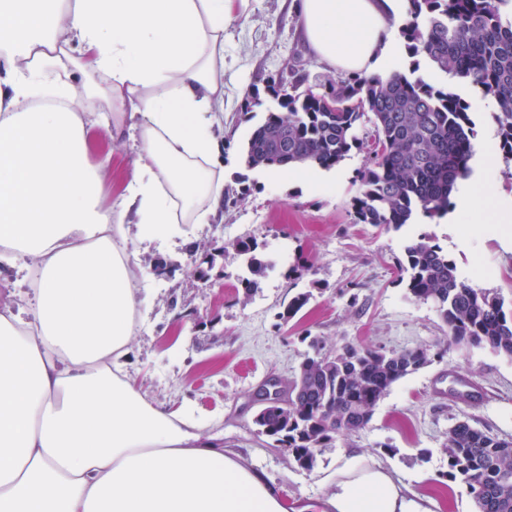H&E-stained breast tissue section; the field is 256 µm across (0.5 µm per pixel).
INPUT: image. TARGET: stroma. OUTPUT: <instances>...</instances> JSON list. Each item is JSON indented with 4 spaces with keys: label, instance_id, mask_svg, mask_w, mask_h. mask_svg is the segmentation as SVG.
<instances>
[{
    "label": "stroma",
    "instance_id": "35a3bbf8",
    "mask_svg": "<svg viewBox=\"0 0 512 512\" xmlns=\"http://www.w3.org/2000/svg\"><path fill=\"white\" fill-rule=\"evenodd\" d=\"M295 0H254L232 19L224 44V186L231 197L209 224H186L175 237L135 243L133 263L145 273L130 338L129 374L151 400L172 410L188 408L207 434H221L227 450L263 470L288 512L322 504L327 481L346 459L390 470L409 490L428 497L433 512H474L463 486L448 476L446 434L466 420L512 438V359L484 347L448 345V328L434 306L412 298L399 273L406 238L431 236L475 288L500 293L512 305V239L493 230L477 236L464 220L422 219L401 229L354 223L355 179L367 163L352 150L335 169L301 177L245 172L240 150L251 121L248 93L264 92L269 78L290 82L303 74L314 84L331 73L309 53L299 30ZM87 161L109 158L101 202L117 207L133 150L125 132L86 127ZM250 190L238 197L237 175ZM256 239L275 268L245 295L240 257L230 245ZM214 254L209 281H200L188 248ZM169 272L156 276L157 264ZM300 292L309 303L282 319ZM332 352L342 344L386 351L440 347L443 355L397 382L366 428L321 449L312 470L298 468L286 451L258 434L254 393L268 377L290 382L312 343ZM478 386L482 399L449 393L454 376Z\"/></svg>",
    "mask_w": 512,
    "mask_h": 512
}]
</instances>
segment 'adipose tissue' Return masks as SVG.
I'll use <instances>...</instances> for the list:
<instances>
[{
  "label": "adipose tissue",
  "instance_id": "adipose-tissue-1",
  "mask_svg": "<svg viewBox=\"0 0 512 512\" xmlns=\"http://www.w3.org/2000/svg\"><path fill=\"white\" fill-rule=\"evenodd\" d=\"M252 0H0V275L38 274L0 310V512H285L263 472L196 420L149 400L122 369L138 304L126 226L86 160L93 103L60 79L74 35L129 122L122 214L138 236L206 224L222 205L227 23ZM400 0H300L325 67L370 73L401 43ZM48 93L60 107H34ZM456 211L512 236V199L462 184ZM129 223V224H130ZM321 512H431L384 468L347 460Z\"/></svg>",
  "mask_w": 512,
  "mask_h": 512
}]
</instances>
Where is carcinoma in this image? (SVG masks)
Instances as JSON below:
<instances>
[{"label": "carcinoma", "instance_id": "obj_1", "mask_svg": "<svg viewBox=\"0 0 512 512\" xmlns=\"http://www.w3.org/2000/svg\"><path fill=\"white\" fill-rule=\"evenodd\" d=\"M512 0H408L410 20L400 26L409 73L346 74L323 83L299 78L267 86L277 108L265 113L245 142V169L331 170L352 149L367 150L351 199L353 222L396 229L419 213L440 218L453 207L459 181L469 177L476 136L467 102L417 75L465 81L493 101L497 145L512 158ZM372 124L358 136L363 119ZM244 260L245 294L260 286L272 265L257 255L253 239L232 243ZM406 287L430 302L448 327V345L483 346L512 358V314L499 293L474 288L427 235L404 247ZM431 362L426 347L384 352L346 343L331 355L314 347L299 379L278 408L256 414L259 433L310 471L320 449L364 429L391 387ZM443 451L448 473L471 497L477 512H512V439L460 421L449 428Z\"/></svg>", "mask_w": 512, "mask_h": 512}]
</instances>
